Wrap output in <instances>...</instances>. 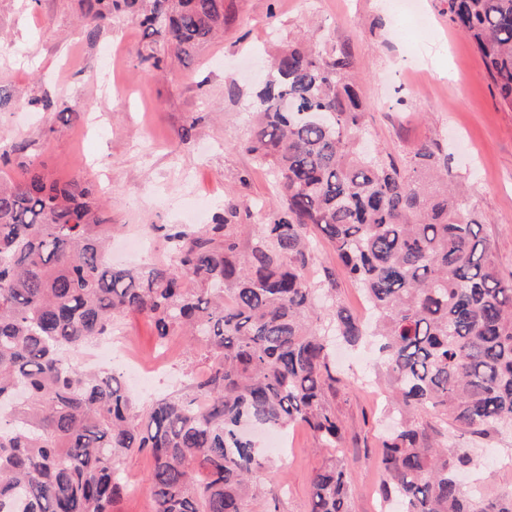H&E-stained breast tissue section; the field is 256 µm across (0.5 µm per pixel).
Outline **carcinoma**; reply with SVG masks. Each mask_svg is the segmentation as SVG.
Segmentation results:
<instances>
[{
  "label": "carcinoma",
  "mask_w": 512,
  "mask_h": 512,
  "mask_svg": "<svg viewBox=\"0 0 512 512\" xmlns=\"http://www.w3.org/2000/svg\"><path fill=\"white\" fill-rule=\"evenodd\" d=\"M141 26L177 59L234 19L226 0H146ZM136 0H80L102 22ZM502 104L512 109V0H445ZM349 50L290 39L257 94L246 151L271 168L279 203L258 228L251 206L167 236L146 269L106 260L112 225L88 187L38 171L0 181V512H112L127 489L117 459L147 452L152 512H252L269 458L246 426L303 424L328 455L308 512H350L328 331L310 314L329 301L334 335L379 344L396 429L382 442L381 495L401 512H512L458 474L477 467L451 436L512 426V277L500 275L470 201L448 181L437 142L402 167L361 146L367 115ZM333 245L365 294L371 328L336 301V271L310 284L309 228ZM181 335L205 364L191 393L142 414L114 373L65 352L112 335L124 316Z\"/></svg>",
  "instance_id": "cac0c4a2"
}]
</instances>
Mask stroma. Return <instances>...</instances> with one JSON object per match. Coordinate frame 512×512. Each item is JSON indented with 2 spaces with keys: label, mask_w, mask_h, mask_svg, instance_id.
<instances>
[{
  "label": "stroma",
  "mask_w": 512,
  "mask_h": 512,
  "mask_svg": "<svg viewBox=\"0 0 512 512\" xmlns=\"http://www.w3.org/2000/svg\"><path fill=\"white\" fill-rule=\"evenodd\" d=\"M235 19L222 37L181 62L160 36L148 37L133 11L113 14L93 39L74 38L79 0H0V145L26 142L0 162V177L24 180L39 168L49 180L78 179L105 203L112 224L110 260L145 266L168 259L161 228L195 230L238 196L254 207L274 201L265 165L248 154L263 61L288 38L348 44L368 112L370 147L408 160L416 146L440 142L451 175L461 178L475 218L490 238L498 270L512 275V109L502 105L474 44L448 20L442 0H417V16H400L391 0H233ZM162 58V69L144 63ZM50 99L55 111H43ZM196 193L205 210H185ZM136 354L158 369L129 383L136 408L188 391L201 371L183 338L156 344L143 316L116 325ZM333 363L344 385L336 411L355 490L352 512H380V438L391 426L386 383L371 346L337 347ZM258 478L279 512H307L311 478L324 459L302 425ZM475 478L512 492V430L475 441ZM148 455L121 460L131 491L113 512H150Z\"/></svg>",
  "instance_id": "obj_1"
}]
</instances>
